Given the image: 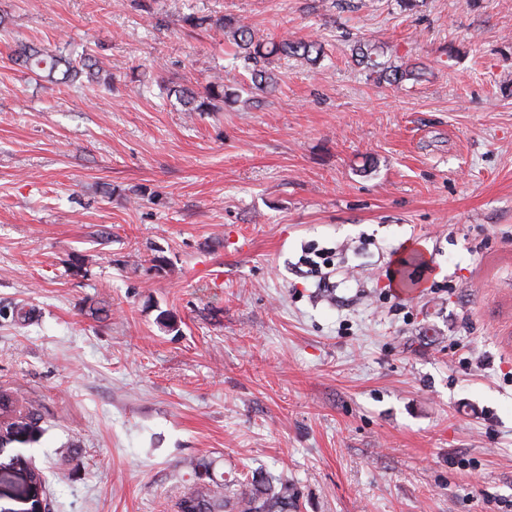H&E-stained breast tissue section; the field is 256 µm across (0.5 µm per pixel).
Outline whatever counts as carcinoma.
I'll return each mask as SVG.
<instances>
[{
    "instance_id": "1",
    "label": "carcinoma",
    "mask_w": 512,
    "mask_h": 512,
    "mask_svg": "<svg viewBox=\"0 0 512 512\" xmlns=\"http://www.w3.org/2000/svg\"><path fill=\"white\" fill-rule=\"evenodd\" d=\"M216 25L235 46L236 58L242 61L252 76L254 87L260 91H272L278 84L277 75L269 68L271 58L282 55L317 65L325 56L322 44L316 40L266 41L256 37L251 26L238 21L220 18ZM354 52L359 63L378 74L377 80L391 86L417 77L415 70L405 63L390 66L378 63L373 58V47L368 44L357 45ZM14 63L55 84L73 83L84 76L89 77L95 67L92 58L85 55L67 58L27 44L17 48ZM178 95L186 112H208L212 101L231 102L235 97L234 93L224 89L220 79L210 81L203 95L189 88L179 90ZM41 422L42 414L37 408L19 404L12 390L0 388V472L11 469L21 456L19 452L7 453V448L12 444L35 441L42 431ZM190 466L193 484L177 502V512H291L296 507L294 488L285 480L260 473L231 487L213 479L210 461L198 459ZM23 482V512L50 509L43 471L27 467Z\"/></svg>"
}]
</instances>
